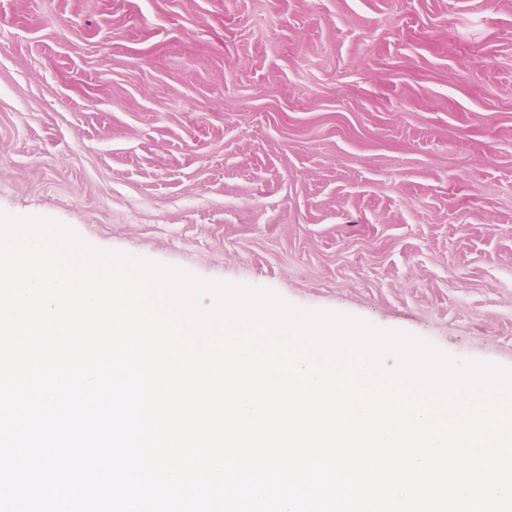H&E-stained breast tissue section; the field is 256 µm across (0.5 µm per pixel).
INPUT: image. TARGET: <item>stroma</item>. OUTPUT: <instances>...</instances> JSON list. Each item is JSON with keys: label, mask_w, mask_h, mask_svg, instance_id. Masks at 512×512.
<instances>
[{"label": "stroma", "mask_w": 512, "mask_h": 512, "mask_svg": "<svg viewBox=\"0 0 512 512\" xmlns=\"http://www.w3.org/2000/svg\"><path fill=\"white\" fill-rule=\"evenodd\" d=\"M0 212L512 368V0H0Z\"/></svg>", "instance_id": "1"}]
</instances>
